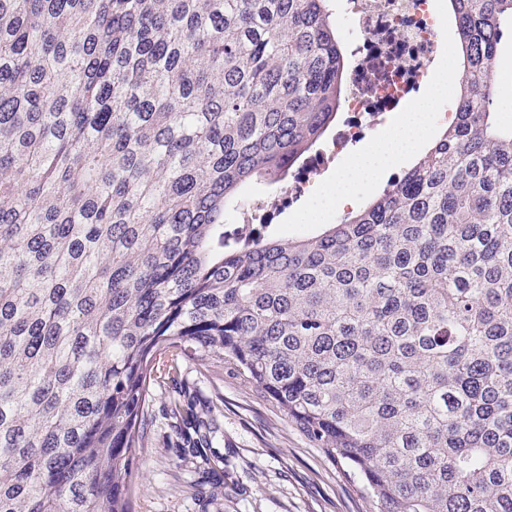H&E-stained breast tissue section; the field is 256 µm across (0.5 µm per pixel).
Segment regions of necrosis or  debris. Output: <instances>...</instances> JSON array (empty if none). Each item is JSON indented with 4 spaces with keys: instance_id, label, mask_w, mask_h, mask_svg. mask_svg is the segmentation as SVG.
<instances>
[{
    "instance_id": "4bbe7bcc",
    "label": "necrosis or debris",
    "mask_w": 512,
    "mask_h": 512,
    "mask_svg": "<svg viewBox=\"0 0 512 512\" xmlns=\"http://www.w3.org/2000/svg\"><path fill=\"white\" fill-rule=\"evenodd\" d=\"M343 19L356 41L352 47L350 90L344 99L342 127L330 155L319 156L278 206L292 205L310 188L330 156L362 142L386 115L402 111L427 88L441 62L447 26L435 0H351Z\"/></svg>"
}]
</instances>
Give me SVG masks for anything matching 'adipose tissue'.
<instances>
[{
	"label": "adipose tissue",
	"mask_w": 512,
	"mask_h": 512,
	"mask_svg": "<svg viewBox=\"0 0 512 512\" xmlns=\"http://www.w3.org/2000/svg\"><path fill=\"white\" fill-rule=\"evenodd\" d=\"M457 79L453 69L440 71L425 98L400 113L392 128L377 134L326 178L318 199L301 213V221H325L329 210L352 204L358 193L372 190L395 166L427 143L434 130V112Z\"/></svg>",
	"instance_id": "adipose-tissue-1"
}]
</instances>
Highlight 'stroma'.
I'll return each instance as SVG.
<instances>
[{
  "instance_id": "stroma-1",
  "label": "stroma",
  "mask_w": 512,
  "mask_h": 512,
  "mask_svg": "<svg viewBox=\"0 0 512 512\" xmlns=\"http://www.w3.org/2000/svg\"><path fill=\"white\" fill-rule=\"evenodd\" d=\"M179 398L216 419L214 467L184 448L171 411ZM146 421L135 512H375L338 461L222 363L182 359L178 378L154 388Z\"/></svg>"
}]
</instances>
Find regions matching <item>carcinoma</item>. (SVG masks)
<instances>
[{
  "label": "carcinoma",
  "instance_id": "cac0c4a2",
  "mask_svg": "<svg viewBox=\"0 0 512 512\" xmlns=\"http://www.w3.org/2000/svg\"><path fill=\"white\" fill-rule=\"evenodd\" d=\"M455 121L320 233L225 228L342 109L331 0H0V512H133L152 388L223 362L378 512H512V0ZM192 451L211 421L174 402Z\"/></svg>",
  "mask_w": 512,
  "mask_h": 512
}]
</instances>
